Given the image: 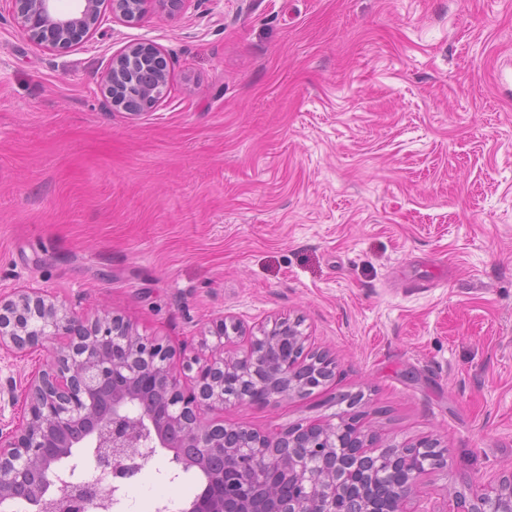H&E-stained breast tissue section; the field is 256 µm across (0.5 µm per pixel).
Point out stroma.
Masks as SVG:
<instances>
[{
    "label": "stroma",
    "instance_id": "obj_1",
    "mask_svg": "<svg viewBox=\"0 0 512 512\" xmlns=\"http://www.w3.org/2000/svg\"><path fill=\"white\" fill-rule=\"evenodd\" d=\"M162 48L134 116L102 77ZM42 288L173 346L298 318L333 377L225 411L263 434L359 411L450 453L412 512L512 474V0H185L67 50L0 0V296ZM159 450L116 512H182ZM140 46L148 49L155 56V59L160 61V66L156 67L154 71L145 73L144 81L138 85L137 91L120 104L123 108L134 112L152 108L164 97L167 91L168 73L166 68H162L165 61L162 50L153 44L147 43L138 45L128 52L120 53L112 59V63L102 80L103 83L107 84L108 90L112 86L119 85L123 79L126 64H131L134 61L133 53ZM126 88L127 85L124 82L121 83L120 93L122 95L126 96ZM126 104L129 105L126 106Z\"/></svg>",
    "mask_w": 512,
    "mask_h": 512
}]
</instances>
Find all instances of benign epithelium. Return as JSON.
<instances>
[{"instance_id":"benign-epithelium-1","label":"benign epithelium","mask_w":512,"mask_h":512,"mask_svg":"<svg viewBox=\"0 0 512 512\" xmlns=\"http://www.w3.org/2000/svg\"><path fill=\"white\" fill-rule=\"evenodd\" d=\"M19 31L33 44L68 49L96 33L105 3L112 15L136 19L151 8H173L183 0H73L68 11L58 0H13ZM133 51L112 59L103 76L117 86ZM166 69L158 66L125 100L126 109L153 107L165 95ZM226 319L201 336L208 353L188 344L176 351L156 336L139 334L122 317L102 310L93 319L59 305L39 289L0 298V350L14 355L35 347L50 355L23 385L0 382V399L22 403L19 421L0 425V512L25 502L31 512H112L121 480L151 460L157 449L186 471L198 469L207 491L183 512H373L363 497L337 505L341 468L308 464L297 450H315L326 439L356 448L364 462L391 459L407 470L404 483L388 487L395 512L408 503L423 471L411 467L406 445L381 444L364 419L348 428L307 420L281 432L260 434L224 426V411L244 403L267 404L301 397L308 374L325 380L334 365L311 357L299 324L278 320L249 337L241 357L224 355ZM512 512V477L481 484L464 512Z\"/></svg>"}]
</instances>
